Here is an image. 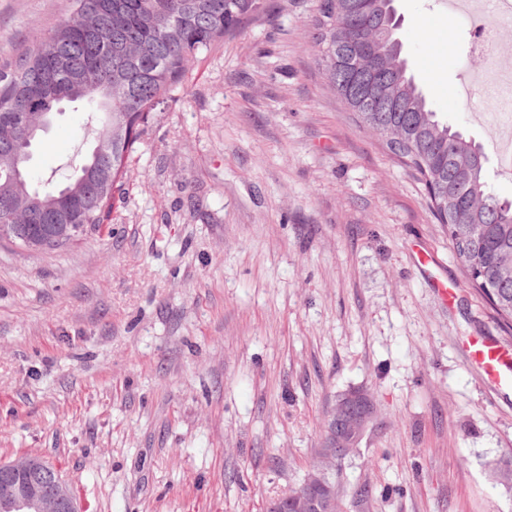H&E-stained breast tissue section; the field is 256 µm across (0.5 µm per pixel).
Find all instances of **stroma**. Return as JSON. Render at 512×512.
Returning <instances> with one entry per match:
<instances>
[{
    "label": "stroma",
    "instance_id": "1",
    "mask_svg": "<svg viewBox=\"0 0 512 512\" xmlns=\"http://www.w3.org/2000/svg\"><path fill=\"white\" fill-rule=\"evenodd\" d=\"M320 0H266L154 112L110 224L67 247L0 243V462L35 454L78 512H263L295 487L337 395L377 418L343 468L345 512H512V396L464 343L505 325L474 290L423 184L360 126L318 56ZM408 72L482 145L512 198L493 123L466 100L484 60L444 0H395ZM68 0H0V68ZM64 106L35 184L87 152ZM457 286L444 303L433 279ZM361 396H363L362 393H348L347 395H346V393L339 394L336 398V408H335L334 412L332 413V415L334 413L337 414L339 412H343L346 415V417H351L355 414L359 415L362 413L374 415V413H375L374 402H373V399L370 397L364 399L361 403L357 404L352 410L350 409V406L346 405L347 404L346 401H349V403L352 404V403L356 402ZM332 415H331V417H332ZM331 417L329 416V418L327 419L326 427L329 425Z\"/></svg>",
    "mask_w": 512,
    "mask_h": 512
}]
</instances>
